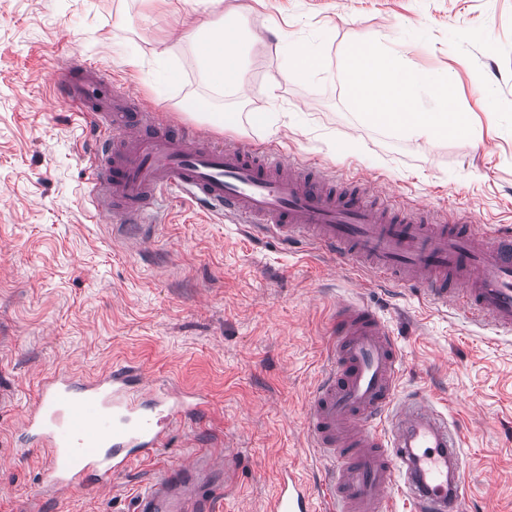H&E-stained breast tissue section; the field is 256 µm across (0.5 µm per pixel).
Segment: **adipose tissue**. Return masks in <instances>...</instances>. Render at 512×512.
Segmentation results:
<instances>
[{
	"label": "adipose tissue",
	"mask_w": 512,
	"mask_h": 512,
	"mask_svg": "<svg viewBox=\"0 0 512 512\" xmlns=\"http://www.w3.org/2000/svg\"><path fill=\"white\" fill-rule=\"evenodd\" d=\"M207 47L199 51L202 69L212 79L219 94H239L245 86L244 64L239 54L227 53L223 30L210 31ZM347 82L356 90L355 104L374 121L403 128L416 137H431L457 123L458 114L448 97L447 77L428 75L401 56H378L359 47L349 51ZM438 92L437 105L427 111L414 110L410 102L423 87Z\"/></svg>",
	"instance_id": "adipose-tissue-1"
}]
</instances>
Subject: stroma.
Masks as SVG:
<instances>
[{
    "label": "stroma",
    "mask_w": 512,
    "mask_h": 512,
    "mask_svg": "<svg viewBox=\"0 0 512 512\" xmlns=\"http://www.w3.org/2000/svg\"><path fill=\"white\" fill-rule=\"evenodd\" d=\"M235 23L247 85L214 92L196 41ZM407 54L451 78L459 124L417 139L353 102L344 49ZM311 47L321 74L295 73ZM103 69L134 107L216 144L272 150L349 179L378 181L403 204L512 226V0H0V512H133L163 469L195 454L227 458L211 512H267L281 471L318 484L306 401L336 303L358 299L396 336L405 392L439 399L470 471L465 512H512V335L463 311L362 280L351 265L256 239L177 195L156 224L98 217L88 197L95 130L53 93L65 69ZM494 89L493 104L475 85ZM223 112V124L212 116ZM131 362L208 397L169 445L111 489L44 495L43 454L18 440L39 381L57 368L92 377Z\"/></svg>",
    "instance_id": "35a3bbf8"
}]
</instances>
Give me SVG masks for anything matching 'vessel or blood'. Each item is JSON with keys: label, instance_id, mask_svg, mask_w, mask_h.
Here are the masks:
<instances>
[{"label": "vessel or blood", "instance_id": "vessel-or-blood-1", "mask_svg": "<svg viewBox=\"0 0 512 512\" xmlns=\"http://www.w3.org/2000/svg\"><path fill=\"white\" fill-rule=\"evenodd\" d=\"M61 94L112 128L91 158L99 216L152 222L155 201L176 189L207 214L352 262L370 279L419 289L429 305L461 308L496 335L512 334L511 231L471 217L451 222L422 203L398 206L395 193L372 182L343 183L274 151L205 143L156 113L132 111L129 95L110 91L91 65L67 70ZM325 360L305 433L326 477L314 489L282 474L268 512H391L395 488L414 512H463L459 432L428 397L401 394L400 350L384 318L362 302H338ZM201 412L191 392L154 383L139 368L92 379L57 371L42 381L20 436L45 449L41 486L60 494L111 486L165 446L177 421ZM223 469L194 456L156 476L135 512H208Z\"/></svg>", "mask_w": 512, "mask_h": 512}]
</instances>
